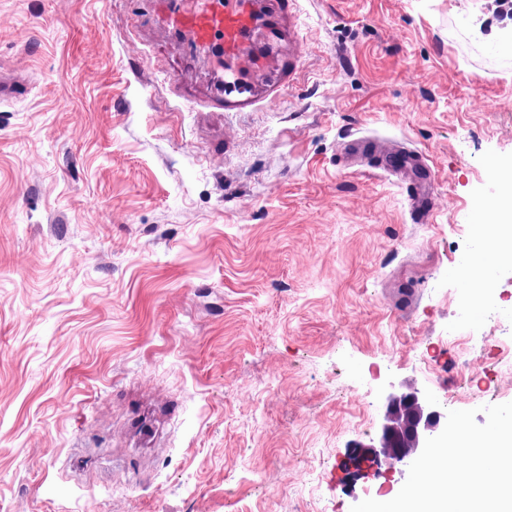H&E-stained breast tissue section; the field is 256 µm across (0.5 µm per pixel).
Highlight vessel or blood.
I'll return each instance as SVG.
<instances>
[{"label":"vessel or blood","mask_w":512,"mask_h":512,"mask_svg":"<svg viewBox=\"0 0 512 512\" xmlns=\"http://www.w3.org/2000/svg\"><path fill=\"white\" fill-rule=\"evenodd\" d=\"M253 0H162L163 19L170 31L180 35L200 52H219L222 65L216 74L223 88L225 110L254 103V93L245 69L251 68L250 44L256 17ZM388 174L411 173L419 177L413 209L420 216L431 211L430 188L435 173L421 153L412 149H390L384 155Z\"/></svg>","instance_id":"obj_1"}]
</instances>
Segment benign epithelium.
Returning a JSON list of instances; mask_svg holds the SVG:
<instances>
[{"label":"benign epithelium","instance_id":"1","mask_svg":"<svg viewBox=\"0 0 512 512\" xmlns=\"http://www.w3.org/2000/svg\"><path fill=\"white\" fill-rule=\"evenodd\" d=\"M447 414L417 388L408 391L390 385L379 433L368 443L355 442L346 457L353 478H373L408 467L420 455L425 441L444 428Z\"/></svg>","mask_w":512,"mask_h":512}]
</instances>
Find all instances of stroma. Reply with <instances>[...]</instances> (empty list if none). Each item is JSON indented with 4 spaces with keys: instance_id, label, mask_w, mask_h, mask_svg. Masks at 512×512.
I'll use <instances>...</instances> for the list:
<instances>
[{
    "instance_id": "stroma-1",
    "label": "stroma",
    "mask_w": 512,
    "mask_h": 512,
    "mask_svg": "<svg viewBox=\"0 0 512 512\" xmlns=\"http://www.w3.org/2000/svg\"><path fill=\"white\" fill-rule=\"evenodd\" d=\"M289 3L227 112L155 0H0V512H351L406 480L344 482L387 380L512 402V269L466 324L449 269L512 166L501 18ZM358 135L426 156L427 218Z\"/></svg>"
}]
</instances>
